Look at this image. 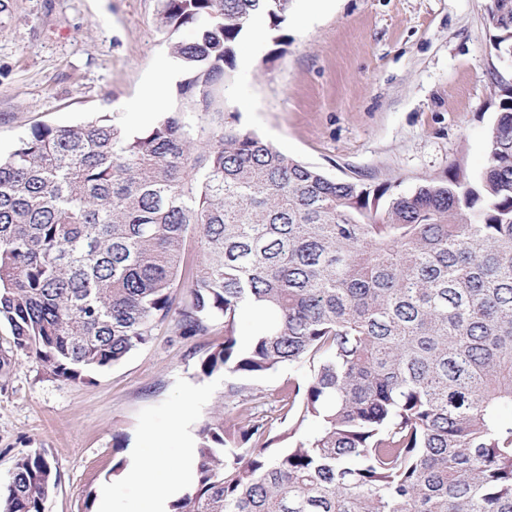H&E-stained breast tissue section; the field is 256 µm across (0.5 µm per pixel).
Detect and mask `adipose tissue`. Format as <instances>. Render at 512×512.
I'll return each mask as SVG.
<instances>
[{
  "label": "adipose tissue",
  "mask_w": 512,
  "mask_h": 512,
  "mask_svg": "<svg viewBox=\"0 0 512 512\" xmlns=\"http://www.w3.org/2000/svg\"><path fill=\"white\" fill-rule=\"evenodd\" d=\"M193 449H184L175 461L146 450L131 459L122 474L124 483L140 493L124 512H169V503L192 479Z\"/></svg>",
  "instance_id": "ef3b65f1"
}]
</instances>
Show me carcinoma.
<instances>
[{
  "mask_svg": "<svg viewBox=\"0 0 512 512\" xmlns=\"http://www.w3.org/2000/svg\"><path fill=\"white\" fill-rule=\"evenodd\" d=\"M288 4L161 0L185 74L173 111L142 133L106 114L37 127L0 157V379L24 354L83 383L163 324L194 339L222 322L200 373H224V402L170 512H512V85L483 170L410 193L196 124L224 114L253 19L277 28ZM487 24L512 57V0ZM245 309L264 317L248 343ZM287 364L309 375L281 391L276 433L246 382ZM58 482L45 453L20 454L0 512H45Z\"/></svg>",
  "mask_w": 512,
  "mask_h": 512,
  "instance_id": "1",
  "label": "carcinoma"
}]
</instances>
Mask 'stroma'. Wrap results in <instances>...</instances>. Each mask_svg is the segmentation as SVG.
<instances>
[{
    "label": "stroma",
    "instance_id": "obj_1",
    "mask_svg": "<svg viewBox=\"0 0 512 512\" xmlns=\"http://www.w3.org/2000/svg\"><path fill=\"white\" fill-rule=\"evenodd\" d=\"M490 0H328L305 16L290 0L279 27L256 17L224 87L226 124L256 133L335 179L410 191L456 162L480 172L512 66L491 45ZM166 78L173 105L182 78L160 26L159 0H6L0 12V154L33 128L107 114L133 133L160 113L137 109L142 89ZM223 325L196 339L161 326L152 341L84 383L48 377L18 357L0 382V491L16 457L37 449L59 476L46 512H98L101 493H135L112 473L132 450L174 456L194 446L200 422L224 396V377L199 363ZM304 369L281 367L253 387L269 417ZM189 411H182L184 399ZM127 438L121 451L114 437Z\"/></svg>",
    "mask_w": 512,
    "mask_h": 512
}]
</instances>
